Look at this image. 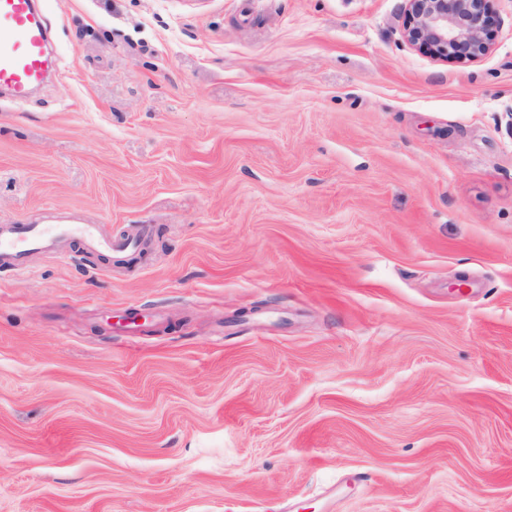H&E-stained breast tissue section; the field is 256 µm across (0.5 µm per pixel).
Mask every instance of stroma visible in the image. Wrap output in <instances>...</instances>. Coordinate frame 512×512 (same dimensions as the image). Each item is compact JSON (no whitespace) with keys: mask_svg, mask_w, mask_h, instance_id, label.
<instances>
[{"mask_svg":"<svg viewBox=\"0 0 512 512\" xmlns=\"http://www.w3.org/2000/svg\"><path fill=\"white\" fill-rule=\"evenodd\" d=\"M405 5L41 0L0 224L149 245L0 269V512H512V0ZM497 24L486 0H406L402 34L421 51L466 62L488 54Z\"/></svg>","mask_w":512,"mask_h":512,"instance_id":"obj_1","label":"stroma"}]
</instances>
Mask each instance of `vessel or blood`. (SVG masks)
<instances>
[{
  "label": "vessel or blood",
  "instance_id": "1",
  "mask_svg": "<svg viewBox=\"0 0 512 512\" xmlns=\"http://www.w3.org/2000/svg\"><path fill=\"white\" fill-rule=\"evenodd\" d=\"M47 39L35 0H0V86L15 98L25 97L43 82ZM72 241L91 254L123 253L140 245L138 238L112 237L99 225L63 211L44 224H0V266L26 269L31 254L57 252Z\"/></svg>",
  "mask_w": 512,
  "mask_h": 512
}]
</instances>
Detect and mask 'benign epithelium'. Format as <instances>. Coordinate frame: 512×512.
Listing matches in <instances>:
<instances>
[{"mask_svg": "<svg viewBox=\"0 0 512 512\" xmlns=\"http://www.w3.org/2000/svg\"><path fill=\"white\" fill-rule=\"evenodd\" d=\"M497 24L487 0H406L402 34L421 51L466 62L488 54Z\"/></svg>", "mask_w": 512, "mask_h": 512, "instance_id": "7a95c632", "label": "benign epithelium"}]
</instances>
